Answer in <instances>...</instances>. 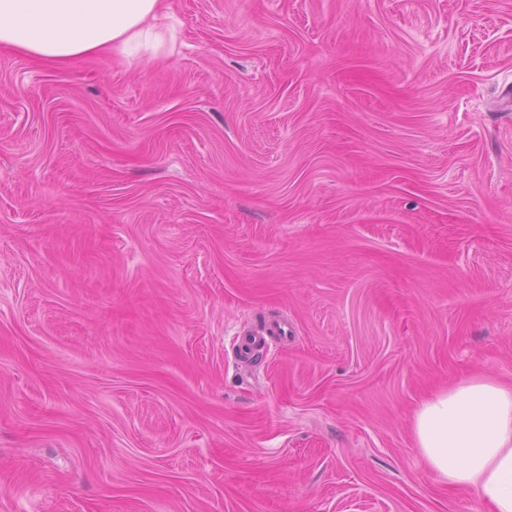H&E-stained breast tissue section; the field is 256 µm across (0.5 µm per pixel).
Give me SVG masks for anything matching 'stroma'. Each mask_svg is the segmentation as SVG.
<instances>
[{"label": "stroma", "mask_w": 512, "mask_h": 512, "mask_svg": "<svg viewBox=\"0 0 512 512\" xmlns=\"http://www.w3.org/2000/svg\"><path fill=\"white\" fill-rule=\"evenodd\" d=\"M170 4L0 50V512H491L412 415L512 383V0ZM169 0H0V48L65 66L112 52L157 58ZM284 336H288V325L284 322L271 321L257 330L248 332L246 337H243L241 346H246L256 353L266 346L268 339Z\"/></svg>", "instance_id": "stroma-1"}]
</instances>
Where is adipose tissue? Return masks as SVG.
<instances>
[{"label":"adipose tissue","mask_w":512,"mask_h":512,"mask_svg":"<svg viewBox=\"0 0 512 512\" xmlns=\"http://www.w3.org/2000/svg\"><path fill=\"white\" fill-rule=\"evenodd\" d=\"M169 0H0V48L65 66L105 52L157 56ZM414 446L436 480L512 512V384L478 375L422 401Z\"/></svg>","instance_id":"obj_1"}]
</instances>
